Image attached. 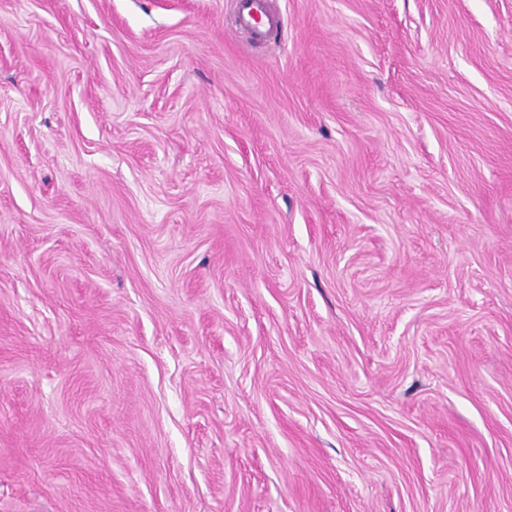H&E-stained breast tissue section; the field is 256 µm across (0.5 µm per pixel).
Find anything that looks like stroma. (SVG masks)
<instances>
[{"mask_svg": "<svg viewBox=\"0 0 512 512\" xmlns=\"http://www.w3.org/2000/svg\"><path fill=\"white\" fill-rule=\"evenodd\" d=\"M0 0V512H512V0ZM266 0H240L239 14L241 22L247 26L255 38H262L266 33L263 17L269 16L266 9Z\"/></svg>", "mask_w": 512, "mask_h": 512, "instance_id": "35a3bbf8", "label": "stroma"}]
</instances>
